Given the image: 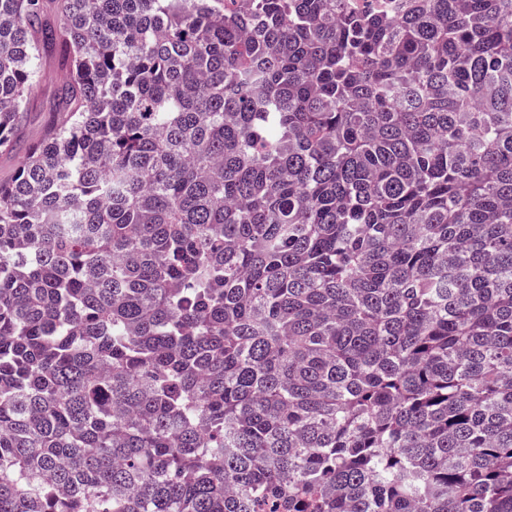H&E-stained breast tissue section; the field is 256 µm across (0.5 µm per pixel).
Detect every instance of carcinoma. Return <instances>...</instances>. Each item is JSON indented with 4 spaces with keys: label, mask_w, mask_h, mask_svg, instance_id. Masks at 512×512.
<instances>
[{
    "label": "carcinoma",
    "mask_w": 512,
    "mask_h": 512,
    "mask_svg": "<svg viewBox=\"0 0 512 512\" xmlns=\"http://www.w3.org/2000/svg\"><path fill=\"white\" fill-rule=\"evenodd\" d=\"M363 2L0 0V512H512V0ZM56 78L55 69L48 64H43L40 78L32 90V98L36 110L34 109L29 116L27 133L30 138L38 135L44 116L48 113L47 110L53 96Z\"/></svg>",
    "instance_id": "1"
}]
</instances>
